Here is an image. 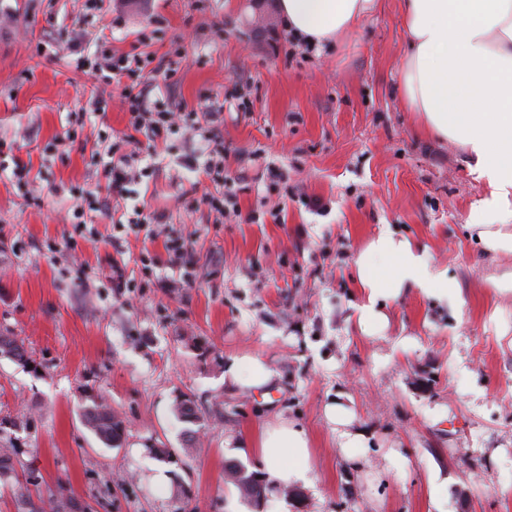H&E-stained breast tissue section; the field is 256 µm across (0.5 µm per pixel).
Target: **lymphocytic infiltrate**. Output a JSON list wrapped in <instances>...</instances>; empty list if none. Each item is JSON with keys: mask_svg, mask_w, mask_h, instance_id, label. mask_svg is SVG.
I'll list each match as a JSON object with an SVG mask.
<instances>
[{"mask_svg": "<svg viewBox=\"0 0 512 512\" xmlns=\"http://www.w3.org/2000/svg\"><path fill=\"white\" fill-rule=\"evenodd\" d=\"M138 41L144 49L137 53L115 52L103 37L96 39L95 50L91 53L81 39H72L67 45L70 63L75 69L95 71L104 81L119 86L117 99L128 115L131 130L124 138L112 142L102 138L94 144V153L105 160L106 191L80 194L72 209L75 224L77 228H85L96 223L103 214L116 225L131 223L141 227L166 223L165 212L148 210L143 204L130 205L129 199L132 186L140 184L148 175L147 168L140 165L143 155L154 152L159 139L179 132L198 139L207 156L206 174L222 186L221 192L191 198L189 208L206 205L214 223H226L232 214L230 206L235 202L236 192L224 174L226 153L224 142L217 134L221 109L210 104L177 112L172 109L167 95L151 94L146 87L149 79L159 76L165 86L175 84L187 59V50L181 41L175 40L170 49L159 56L148 51L150 38L146 33H139Z\"/></svg>", "mask_w": 512, "mask_h": 512, "instance_id": "lymphocytic-infiltrate-1", "label": "lymphocytic infiltrate"}]
</instances>
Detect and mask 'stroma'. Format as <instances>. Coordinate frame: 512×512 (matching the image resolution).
<instances>
[{"label":"stroma","mask_w":512,"mask_h":512,"mask_svg":"<svg viewBox=\"0 0 512 512\" xmlns=\"http://www.w3.org/2000/svg\"><path fill=\"white\" fill-rule=\"evenodd\" d=\"M277 2L204 0L199 11L195 0H105L88 22L113 49L138 52L137 30L163 16L151 50L178 37L188 50L175 101L193 107L209 94L224 105L225 170L244 178L241 214L280 210L260 224L186 210L185 192L216 186L194 144L171 135L150 159L145 199L168 216L150 237L105 220L90 235L73 229L71 189L105 181L91 143L128 131L114 103L68 122L101 89L53 47L83 0H0L16 16L0 28V332L23 341L33 361L0 356V418L16 421L21 461L43 477L32 493L61 492L93 512H180L187 502L195 512H433L435 493L446 512H512V294L488 286L512 272V254L485 253L466 229L487 185L401 97L400 0H380L308 54L289 46L283 21L253 28ZM119 13L126 25L112 26ZM68 130L73 142L44 158ZM18 163L42 187L40 202L14 178ZM271 165L287 173V192L268 191ZM386 228L424 247L457 294L407 292L387 306L384 335L367 336L355 259ZM169 236L188 239L193 266L171 262ZM244 356L274 371L268 396L225 382ZM182 394L197 422L174 414ZM94 395L122 423L114 446L84 424ZM338 396L371 437L360 472L325 421ZM277 414L309 433L310 482L300 499L269 490L257 507L226 468L261 471L252 444ZM390 447L402 462L386 457ZM159 448L179 451L182 465L160 461Z\"/></svg>","instance_id":"1"}]
</instances>
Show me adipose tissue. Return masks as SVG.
Instances as JSON below:
<instances>
[{
  "label": "adipose tissue",
  "mask_w": 512,
  "mask_h": 512,
  "mask_svg": "<svg viewBox=\"0 0 512 512\" xmlns=\"http://www.w3.org/2000/svg\"><path fill=\"white\" fill-rule=\"evenodd\" d=\"M380 0H279L289 30L311 45L336 40L373 14ZM408 51L400 74L401 95L423 125L458 144L474 160L489 188L469 226L483 250L512 253V232L488 223L512 213V0H401ZM362 301L357 321L368 336L387 327L384 306L410 290L444 299L447 272L433 268L425 250L391 230L381 231L355 259ZM231 384L248 391L271 385L273 372L259 357L235 359ZM324 416L352 468L368 464L370 438L355 427L353 410L335 399ZM309 437L295 419L275 416L257 446L270 486L309 483Z\"/></svg>",
  "instance_id": "adipose-tissue-1"
}]
</instances>
